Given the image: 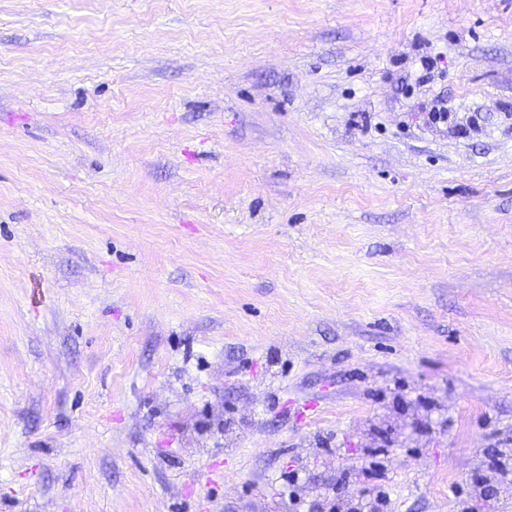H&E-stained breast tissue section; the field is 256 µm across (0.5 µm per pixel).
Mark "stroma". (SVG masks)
I'll return each instance as SVG.
<instances>
[{
  "label": "stroma",
  "instance_id": "1",
  "mask_svg": "<svg viewBox=\"0 0 512 512\" xmlns=\"http://www.w3.org/2000/svg\"><path fill=\"white\" fill-rule=\"evenodd\" d=\"M510 448L512 0H0V512H497Z\"/></svg>",
  "mask_w": 512,
  "mask_h": 512
}]
</instances>
